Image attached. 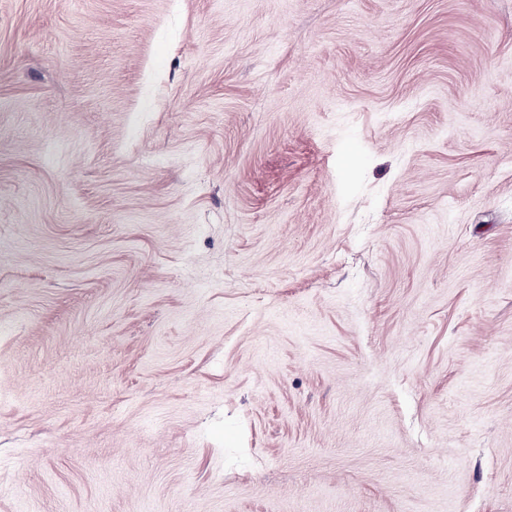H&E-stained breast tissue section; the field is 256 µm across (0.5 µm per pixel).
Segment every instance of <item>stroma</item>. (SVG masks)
<instances>
[{
  "label": "stroma",
  "instance_id": "obj_1",
  "mask_svg": "<svg viewBox=\"0 0 512 512\" xmlns=\"http://www.w3.org/2000/svg\"><path fill=\"white\" fill-rule=\"evenodd\" d=\"M0 512H512V0H0Z\"/></svg>",
  "mask_w": 512,
  "mask_h": 512
}]
</instances>
